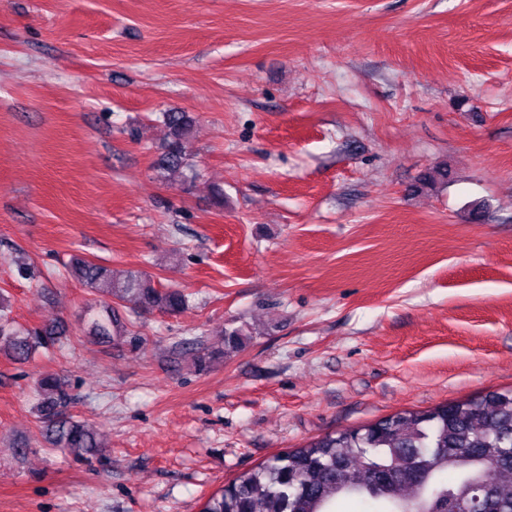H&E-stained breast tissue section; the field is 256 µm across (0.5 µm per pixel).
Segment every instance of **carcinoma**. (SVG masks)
Masks as SVG:
<instances>
[{
    "label": "carcinoma",
    "instance_id": "obj_1",
    "mask_svg": "<svg viewBox=\"0 0 512 512\" xmlns=\"http://www.w3.org/2000/svg\"><path fill=\"white\" fill-rule=\"evenodd\" d=\"M169 136L157 167L161 176H197L183 141L193 119L185 112H162ZM73 276L100 297V311L89 319L90 340L129 342L131 318L154 311L179 315L190 295L180 288L155 286L138 270L116 272L76 257ZM67 335L60 322L39 327L18 324L10 299L0 292V353L24 364L41 348ZM224 349L245 345L249 330L224 327ZM35 392L48 442L59 451L99 455L95 433L70 412L74 394L55 373H44ZM478 494L483 512H512V390L439 405L407 409L341 433L326 434L277 454L209 497L202 512H339L355 501L362 512H455Z\"/></svg>",
    "mask_w": 512,
    "mask_h": 512
}]
</instances>
